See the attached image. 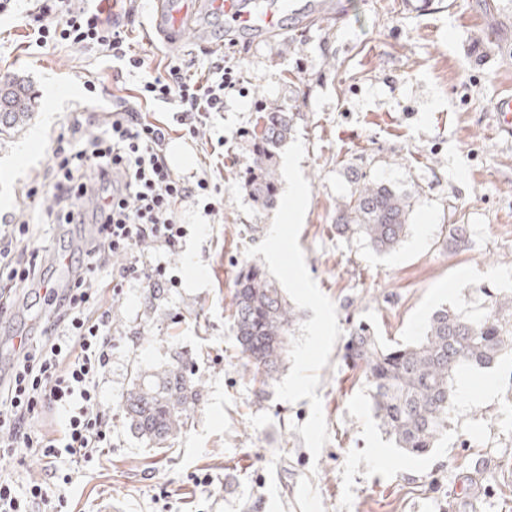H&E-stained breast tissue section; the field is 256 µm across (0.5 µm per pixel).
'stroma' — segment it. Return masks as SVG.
<instances>
[{"label":"stroma","mask_w":512,"mask_h":512,"mask_svg":"<svg viewBox=\"0 0 512 512\" xmlns=\"http://www.w3.org/2000/svg\"><path fill=\"white\" fill-rule=\"evenodd\" d=\"M332 21L287 22L275 41H163L143 0L125 27L146 59L144 76L173 57L196 67L240 63L224 110L195 137L174 139L187 164L224 187L220 211L185 203L193 231L171 259L181 285L157 294L126 289L114 308L112 446L74 474L69 512H512V353L469 368L448 431L423 456L403 453L379 429L360 371L335 343L316 389L330 440L312 458L297 425L308 400H277L244 365L233 333L232 294L247 247L267 234L274 212L244 188L251 133L265 108L293 115L311 188L299 235L306 266L335 304L342 332L370 326L382 340L409 342L442 306L476 316L486 292L512 291V141L496 133V101L512 94V0H338ZM98 52L38 48L22 11L0 16V81L24 80L34 101L24 126L0 133V216H20L24 191L44 181L53 135L75 106L112 108L135 78L116 79ZM104 88L90 101L88 79ZM382 182L409 196V230L386 254L336 231V208L357 183ZM468 247L449 251L451 225ZM37 311L19 305L0 318V367ZM187 360L199 402L170 450L151 447L124 420L122 400L136 370Z\"/></svg>","instance_id":"35a3bbf8"}]
</instances>
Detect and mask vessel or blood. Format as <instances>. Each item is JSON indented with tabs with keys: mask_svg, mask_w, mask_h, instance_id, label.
Returning <instances> with one entry per match:
<instances>
[{
	"mask_svg": "<svg viewBox=\"0 0 512 512\" xmlns=\"http://www.w3.org/2000/svg\"><path fill=\"white\" fill-rule=\"evenodd\" d=\"M333 7L332 0H153L151 18L156 34L173 42L200 13L223 18L229 34L270 36L282 31L285 18L325 20Z\"/></svg>",
	"mask_w": 512,
	"mask_h": 512,
	"instance_id": "vessel-or-blood-1",
	"label": "vessel or blood"
}]
</instances>
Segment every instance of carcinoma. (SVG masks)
I'll list each match as a JSON object with an SVG mask.
<instances>
[{
	"instance_id": "obj_1",
	"label": "carcinoma",
	"mask_w": 512,
	"mask_h": 512,
	"mask_svg": "<svg viewBox=\"0 0 512 512\" xmlns=\"http://www.w3.org/2000/svg\"><path fill=\"white\" fill-rule=\"evenodd\" d=\"M32 102L17 80L0 86V126L26 121ZM260 131L248 165L245 188L252 201L268 208L277 201L275 149L288 141L292 118L272 107L261 113ZM409 198L384 183L362 182L336 213V230L357 237L375 252L395 249L405 237ZM467 229L455 224L448 248L467 247ZM235 338L245 365L264 387L275 380L298 320L276 282L256 265L241 273L232 298ZM512 351V294L498 293L479 318L449 308L430 317L423 336L386 346L363 325L351 329L344 344L346 365L362 372L379 427L404 453L421 456L435 447L448 428L456 374L464 367L487 368ZM190 365L177 360L152 372H136L124 398L126 423L155 445L174 439L187 425L198 392Z\"/></svg>"
}]
</instances>
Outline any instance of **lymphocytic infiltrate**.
Returning a JSON list of instances; mask_svg holds the SVG:
<instances>
[{"instance_id": "lymphocytic-infiltrate-1", "label": "lymphocytic infiltrate", "mask_w": 512, "mask_h": 512, "mask_svg": "<svg viewBox=\"0 0 512 512\" xmlns=\"http://www.w3.org/2000/svg\"><path fill=\"white\" fill-rule=\"evenodd\" d=\"M114 19L102 9L86 10L81 0H29L26 11L35 44H68L98 51L119 62L127 74L145 65L122 25L137 0H112ZM232 69L212 62L193 77L178 60L140 83L133 95L113 101L103 118L84 123L71 112L54 136L47 182L26 191L28 219L0 225V315L32 290L43 314L40 330L20 338L15 361L0 383V457L24 465L35 455L47 468L67 459L72 475L112 445V408L102 384L112 370V309L126 287L157 292L175 287L167 257L180 249L188 227L180 218L185 202L218 211L220 186L207 176L180 175L171 167V129L152 116L155 103L177 105L185 133L223 111ZM57 206L40 207L44 194ZM86 224L76 248L61 245V228ZM54 254L67 271L57 280L44 257ZM124 256L113 264L114 255ZM64 492L33 483L17 490L0 478V512H64Z\"/></svg>"}]
</instances>
